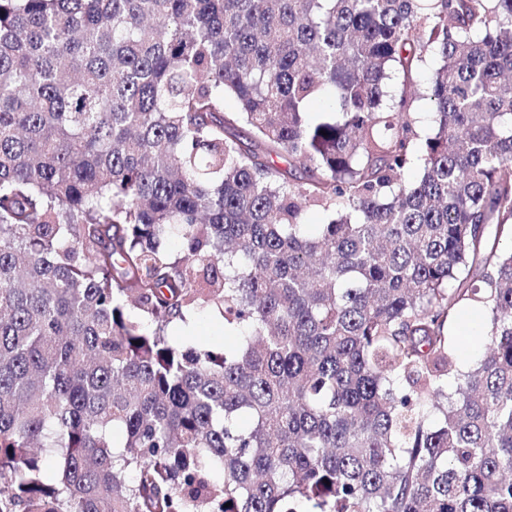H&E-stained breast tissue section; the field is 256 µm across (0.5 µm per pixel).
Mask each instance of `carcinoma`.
Wrapping results in <instances>:
<instances>
[{
  "mask_svg": "<svg viewBox=\"0 0 512 512\" xmlns=\"http://www.w3.org/2000/svg\"><path fill=\"white\" fill-rule=\"evenodd\" d=\"M510 221L512 0H0V512H512ZM435 67L433 59H428L413 75L412 90H417L416 99L413 103L414 116L419 121L417 123L418 131L423 136L429 132L433 124V113L429 100L424 96L428 78ZM168 334L174 337L188 336L194 343L213 348H224V345L230 346L234 342L233 334L224 332L222 318L210 309L196 311L189 325L180 322L170 325ZM472 322L468 321V326H471ZM484 332L483 324L480 320H476L474 324L469 328L468 336H466L465 341H461L458 337V356L460 359V365L463 363L466 364H474L479 359H481L484 348L480 343H475L471 341V337L474 335H479Z\"/></svg>",
  "mask_w": 512,
  "mask_h": 512,
  "instance_id": "cac0c4a2",
  "label": "carcinoma"
}]
</instances>
